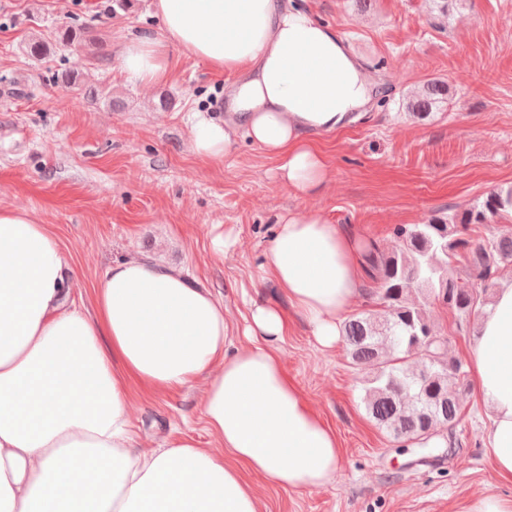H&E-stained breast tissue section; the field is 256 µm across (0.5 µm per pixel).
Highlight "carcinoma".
I'll return each mask as SVG.
<instances>
[{"mask_svg":"<svg viewBox=\"0 0 512 512\" xmlns=\"http://www.w3.org/2000/svg\"><path fill=\"white\" fill-rule=\"evenodd\" d=\"M54 40L80 47L86 29L62 24ZM446 100L448 84L431 81L408 100L407 109L423 116ZM509 212L512 188L492 190L463 210L395 227L400 248L390 254L371 239L361 241L383 309L352 315L343 336L350 364L366 373V410L394 439L421 444L443 431L453 436L467 373L460 361L448 357V338L436 330L426 307L437 302L460 320L481 308L500 265H512V233L491 235L474 247L461 234ZM461 259L470 270V278L462 281L449 274Z\"/></svg>","mask_w":512,"mask_h":512,"instance_id":"obj_1","label":"carcinoma"}]
</instances>
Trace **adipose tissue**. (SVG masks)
I'll return each instance as SVG.
<instances>
[{
	"mask_svg": "<svg viewBox=\"0 0 512 512\" xmlns=\"http://www.w3.org/2000/svg\"><path fill=\"white\" fill-rule=\"evenodd\" d=\"M158 27L125 39L121 72L167 82L181 51L236 81L223 118L191 126L198 157L223 161L237 139L279 160L280 177L316 193L330 179L320 135L362 118L377 84L332 28L295 0H151ZM261 269L287 298L252 302L233 347L224 302L175 266L124 259L96 288L95 314L69 301L77 271L27 209L0 208V512H259L247 473L288 490L329 483L342 464L334 429L276 353L288 311L332 349L363 294L365 260L350 230L316 211L281 214ZM491 421L486 452L503 493L467 512H512V282L496 289L469 350ZM208 380L202 413L221 448L191 438L139 450L133 387Z\"/></svg>",
	"mask_w": 512,
	"mask_h": 512,
	"instance_id": "adipose-tissue-1",
	"label": "adipose tissue"
}]
</instances>
